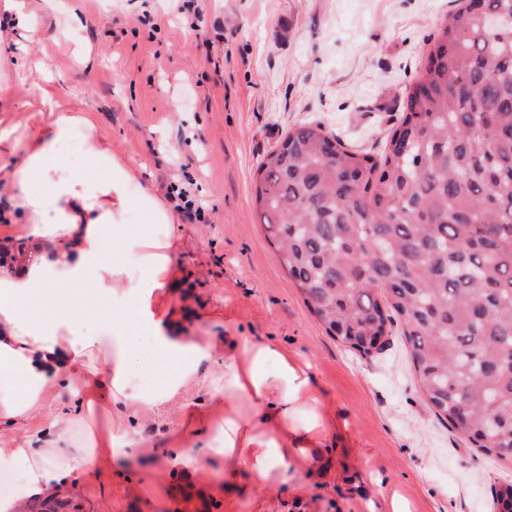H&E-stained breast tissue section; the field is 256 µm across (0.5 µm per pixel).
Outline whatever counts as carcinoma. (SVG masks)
<instances>
[{"label":"carcinoma","instance_id":"obj_1","mask_svg":"<svg viewBox=\"0 0 512 512\" xmlns=\"http://www.w3.org/2000/svg\"><path fill=\"white\" fill-rule=\"evenodd\" d=\"M257 174L259 223L309 312L363 357L401 324L427 409L512 467V0H460L380 155L305 124ZM492 499L512 512V481Z\"/></svg>","mask_w":512,"mask_h":512}]
</instances>
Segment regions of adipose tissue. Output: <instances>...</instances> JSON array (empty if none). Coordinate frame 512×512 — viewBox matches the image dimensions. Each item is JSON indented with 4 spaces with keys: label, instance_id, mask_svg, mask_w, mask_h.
<instances>
[{
    "label": "adipose tissue",
    "instance_id": "1",
    "mask_svg": "<svg viewBox=\"0 0 512 512\" xmlns=\"http://www.w3.org/2000/svg\"><path fill=\"white\" fill-rule=\"evenodd\" d=\"M1 57L40 80L25 104V127L0 117V212L9 217L0 226V468L21 470L0 512H19L94 453L133 450L137 441L111 419V405L164 409L205 365L223 371V386L209 389L222 409L206 419L209 454L180 441L182 465L204 473L208 455L244 458L255 483L301 485L305 476L288 459L324 447L327 426L309 366L270 343L221 347L183 334L169 305L182 276L174 265L179 227L171 205L151 188L130 194L136 164L113 152L95 112L71 104L40 56L14 54L0 42ZM75 142L77 158L69 153ZM100 169L105 177H97ZM133 209L141 222L129 229L125 216ZM134 332L150 339L144 353L127 346ZM142 357L156 381L147 393L131 377ZM268 362L274 371L265 370ZM60 383L70 402L44 411L46 389ZM36 415L45 447L9 436ZM78 425L85 432L80 444Z\"/></svg>",
    "mask_w": 512,
    "mask_h": 512
}]
</instances>
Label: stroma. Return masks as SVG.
<instances>
[{
	"instance_id": "1",
	"label": "stroma",
	"mask_w": 512,
	"mask_h": 512,
	"mask_svg": "<svg viewBox=\"0 0 512 512\" xmlns=\"http://www.w3.org/2000/svg\"><path fill=\"white\" fill-rule=\"evenodd\" d=\"M455 0H27L45 54L91 107L140 185L188 189L201 219L180 215L172 294L189 336L269 342L309 363L333 447L296 456L301 487L254 485L245 463L206 476L176 460L190 410L146 409L144 448L95 456L26 512H490L501 468L425 406L401 331L375 358L328 336L259 223L251 184L288 129L321 123L347 147L379 153ZM179 111H172L171 100ZM236 491L225 495V483Z\"/></svg>"
}]
</instances>
